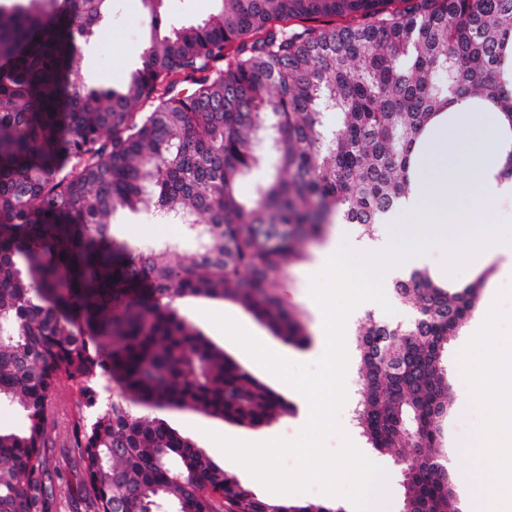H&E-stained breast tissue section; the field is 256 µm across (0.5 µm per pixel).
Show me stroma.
<instances>
[{"mask_svg":"<svg viewBox=\"0 0 512 512\" xmlns=\"http://www.w3.org/2000/svg\"><path fill=\"white\" fill-rule=\"evenodd\" d=\"M152 23L151 14L142 9L140 0H112L111 12L82 46L85 83L105 89L122 85L141 63L143 38ZM336 229V224H329L322 240L304 243V259L285 267L280 277L278 297L306 327L310 335L307 347L287 344L238 304L227 300L186 296L176 304L180 316L246 371L280 394L292 404L293 410L287 416L259 428L240 426L190 410L152 408L148 414L164 419L182 436L196 443L218 466L235 474L262 497L267 496V489L243 467L228 459L208 434L214 431L251 442L279 436L291 438L297 435L308 419V403L300 393L261 368L234 342L224 337L206 314L213 311L236 317L265 345L290 360L306 363L316 361L324 352L325 334L321 310L310 296V277L322 268L328 257V249L335 247ZM112 237L115 241H128L144 248L164 242L173 243L181 255L196 249L194 242L186 237L183 225L157 223L143 213L117 212L113 218ZM456 279L463 286L480 282L478 302L492 306L491 315L485 321H488L494 337V347L504 360H511L512 277L499 276L498 266L494 263L485 267L481 275H473L469 262L463 259L457 264ZM481 321L484 319L480 315H473L448 343V385L454 404L441 422V450L459 512H468V504L472 501L477 503L480 512H500L502 508L495 494L496 477L485 471L477 446L478 435L492 428L497 420L496 413L483 400V385L474 378L484 359L483 347L472 340ZM462 400L469 403V410L464 414L459 413L457 408ZM78 412L75 400L69 396L67 382H60L53 430L56 448L52 462L62 470L65 481L57 495L56 512H72L71 499L77 494V481L73 475L72 427ZM340 420L357 447L385 470L390 490L386 512H402L404 473L399 464L391 454L371 448L354 425L351 405H344Z\"/></svg>","mask_w":512,"mask_h":512,"instance_id":"1","label":"stroma"}]
</instances>
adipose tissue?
Instances as JSON below:
<instances>
[{"label":"adipose tissue","mask_w":512,"mask_h":512,"mask_svg":"<svg viewBox=\"0 0 512 512\" xmlns=\"http://www.w3.org/2000/svg\"><path fill=\"white\" fill-rule=\"evenodd\" d=\"M474 112L471 100L453 103L415 148L417 180L401 201L412 218L401 228L407 251L392 259L391 270L424 266L440 247L458 253L474 243L481 260L502 258L503 271L512 273V237H503L497 223L499 201L512 197V179L502 175L512 135L500 112L481 124ZM477 340L485 347V370L497 377L490 403L512 431V378L501 371L488 333Z\"/></svg>","instance_id":"obj_1"}]
</instances>
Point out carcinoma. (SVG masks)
I'll list each match as a JSON object with an SVG mask.
<instances>
[{
  "mask_svg": "<svg viewBox=\"0 0 512 512\" xmlns=\"http://www.w3.org/2000/svg\"><path fill=\"white\" fill-rule=\"evenodd\" d=\"M110 2H0V402L27 419L0 433V512H53L62 379L82 411L85 512H343L258 496L130 405L245 427L291 410L175 301L230 300L307 346L274 294L302 244L337 215L373 236L407 194L414 145L457 99L491 103L512 131V0H215L178 26L142 0L154 25L141 66L93 90L82 44ZM260 168L247 201L239 184ZM151 209L188 221L198 249L112 240L117 211ZM479 286L450 293L415 268L391 295L417 323L370 312L357 326L356 426L402 463L403 512H459L436 456L444 352ZM114 386L123 400L105 397Z\"/></svg>",
  "mask_w": 512,
  "mask_h": 512,
  "instance_id": "carcinoma-1",
  "label": "carcinoma"
}]
</instances>
